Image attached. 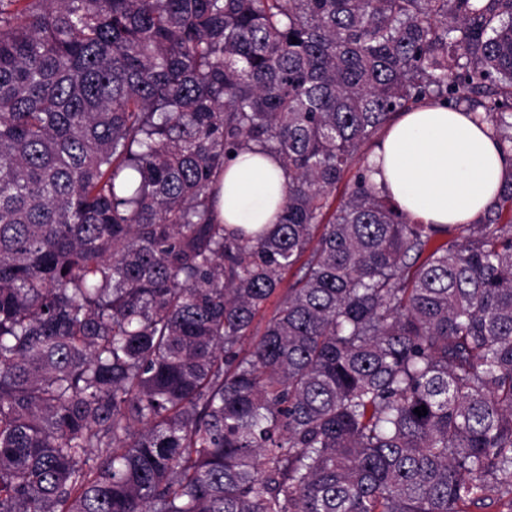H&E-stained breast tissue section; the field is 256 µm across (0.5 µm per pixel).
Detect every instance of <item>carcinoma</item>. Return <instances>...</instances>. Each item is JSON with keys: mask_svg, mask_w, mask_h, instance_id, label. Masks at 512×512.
<instances>
[{"mask_svg": "<svg viewBox=\"0 0 512 512\" xmlns=\"http://www.w3.org/2000/svg\"><path fill=\"white\" fill-rule=\"evenodd\" d=\"M430 101L512 156V0H0V512H512V167L446 227L371 181ZM288 174L282 162L259 147L238 154L227 164L216 202L221 223L232 231L269 230L277 222Z\"/></svg>", "mask_w": 512, "mask_h": 512, "instance_id": "cac0c4a2", "label": "carcinoma"}]
</instances>
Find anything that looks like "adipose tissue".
<instances>
[{
	"instance_id": "adipose-tissue-1",
	"label": "adipose tissue",
	"mask_w": 512,
	"mask_h": 512,
	"mask_svg": "<svg viewBox=\"0 0 512 512\" xmlns=\"http://www.w3.org/2000/svg\"><path fill=\"white\" fill-rule=\"evenodd\" d=\"M373 183L422 224H470L495 202L505 169L487 124L439 104L401 113L369 155ZM288 175L260 148L226 167L216 202L221 223L250 232L271 229Z\"/></svg>"
}]
</instances>
